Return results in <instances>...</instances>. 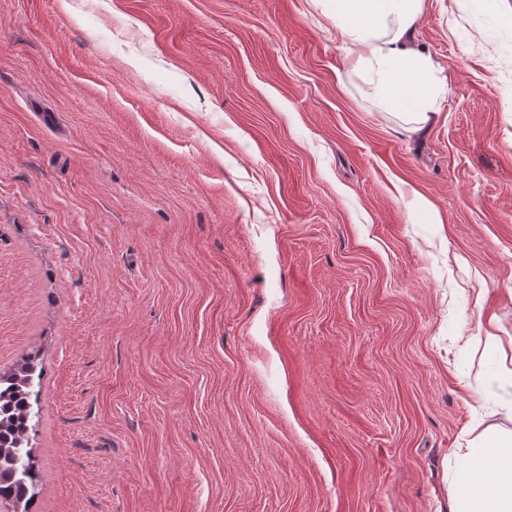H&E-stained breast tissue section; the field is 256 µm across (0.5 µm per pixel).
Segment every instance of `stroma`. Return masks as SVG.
Here are the masks:
<instances>
[{"mask_svg":"<svg viewBox=\"0 0 512 512\" xmlns=\"http://www.w3.org/2000/svg\"><path fill=\"white\" fill-rule=\"evenodd\" d=\"M0 0V373L28 512H448L512 430V0H424L438 112L320 0ZM37 360L30 356L14 372L0 374V499L24 502L23 512L35 494L39 473L30 446L39 412L34 404L38 406L41 388Z\"/></svg>","mask_w":512,"mask_h":512,"instance_id":"1","label":"stroma"}]
</instances>
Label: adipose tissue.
I'll use <instances>...</instances> for the list:
<instances>
[{"label": "adipose tissue", "mask_w": 512, "mask_h": 512, "mask_svg": "<svg viewBox=\"0 0 512 512\" xmlns=\"http://www.w3.org/2000/svg\"><path fill=\"white\" fill-rule=\"evenodd\" d=\"M336 36L362 49L354 66L366 71L372 95L423 128L436 116L435 68L413 46L423 0H323ZM448 512H512V433L484 430L465 454Z\"/></svg>", "instance_id": "ef3b65f1"}]
</instances>
